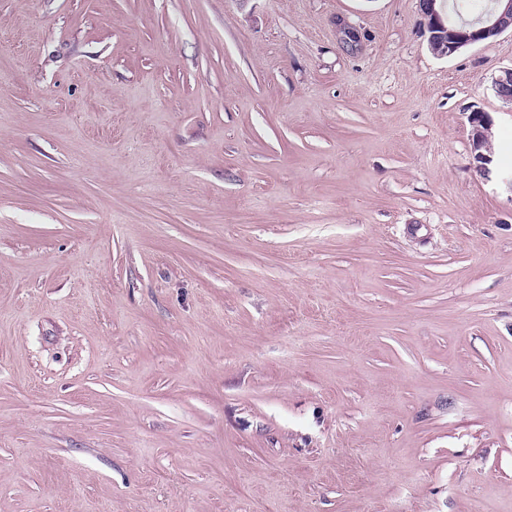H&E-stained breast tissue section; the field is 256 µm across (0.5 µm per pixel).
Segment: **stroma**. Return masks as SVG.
<instances>
[{"instance_id":"obj_1","label":"stroma","mask_w":512,"mask_h":512,"mask_svg":"<svg viewBox=\"0 0 512 512\" xmlns=\"http://www.w3.org/2000/svg\"><path fill=\"white\" fill-rule=\"evenodd\" d=\"M511 67L419 0H0V512H512ZM471 130V140L475 159L479 163V169L483 174L490 173L489 165L492 163L491 156L485 154L482 149L485 147L489 136V121L483 112H471L469 116Z\"/></svg>"}]
</instances>
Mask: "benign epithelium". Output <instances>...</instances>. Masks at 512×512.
Returning <instances> with one entry per match:
<instances>
[{
  "label": "benign epithelium",
  "mask_w": 512,
  "mask_h": 512,
  "mask_svg": "<svg viewBox=\"0 0 512 512\" xmlns=\"http://www.w3.org/2000/svg\"><path fill=\"white\" fill-rule=\"evenodd\" d=\"M437 2L438 0H419L429 33L428 43L431 44L442 37L447 38L446 48L440 52L442 56L451 55L466 45L493 39L506 31H512V0H494L492 10L477 25L467 30L448 28L446 18L436 8ZM494 89L500 99L512 103V69L503 71L495 80ZM469 120L475 159L479 163L480 171L488 174L492 159L483 152V148L489 136V121L483 112L471 113Z\"/></svg>",
  "instance_id": "obj_1"
}]
</instances>
